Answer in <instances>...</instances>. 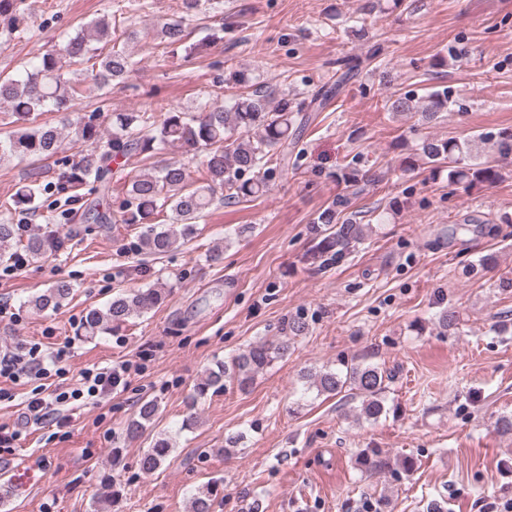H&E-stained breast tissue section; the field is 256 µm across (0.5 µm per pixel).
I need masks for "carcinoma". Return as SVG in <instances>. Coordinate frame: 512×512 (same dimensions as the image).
I'll use <instances>...</instances> for the list:
<instances>
[{"instance_id":"carcinoma-1","label":"carcinoma","mask_w":512,"mask_h":512,"mask_svg":"<svg viewBox=\"0 0 512 512\" xmlns=\"http://www.w3.org/2000/svg\"><path fill=\"white\" fill-rule=\"evenodd\" d=\"M221 5L223 0H182V16L161 27L164 43L173 48L192 51L187 44L188 22L198 18L204 4ZM21 0H0V35L8 41L19 36H34L35 28L20 8ZM124 40L117 44L112 36V23L100 18L81 24L64 37L56 48L25 63L13 74H0V163L5 160L36 162L59 153L65 139L63 129L39 122L45 112H67L87 97L90 87L108 91L112 83L123 82L133 72L138 60L126 48L135 41L137 31L131 27L122 32ZM363 61L344 62V71L336 83L321 89L309 103L296 106L283 97L271 102L260 88H252L251 79L241 71L234 83L241 91L220 104L206 97L194 111L171 108L157 118L152 110L113 112L110 128L99 122L100 114L78 115L68 123L72 141L80 146L73 158L64 157L59 164L58 186L80 196L79 190L90 187L98 194L92 210L111 192L112 161L131 155L149 159L169 147L187 152L203 153L202 178L193 183L185 165L166 160L151 173L130 177L127 198L121 215L123 224H141L135 249L145 254L163 255L179 247L195 233V226L207 217L215 201V191L224 190V199L238 201L256 198L267 192L273 174L288 170V142L296 138L303 113L316 112L339 96L344 85L353 79ZM454 105L452 91L446 86L431 89L421 99L412 94L391 101L393 113L420 110L422 123L436 120ZM489 141L503 157L512 156V130L496 134L480 133L476 139H420L418 147L401 160L408 171L421 166L437 175L448 172V183L465 191L492 185L500 180L499 170L488 161H478L473 153L475 141ZM336 181L346 188L324 206L311 222L312 262L322 267L339 264L372 231V224L361 223L359 213L349 211L351 198L366 186L385 178L380 170L363 171L349 164L335 173ZM41 194L38 179L22 184L10 198L0 203V260L9 259L7 249L15 238V213H35ZM171 212L170 222L157 224L155 219ZM61 216L46 217L47 227L29 238L25 252L32 259L66 248L67 237L53 228ZM72 294L70 282L60 279L33 297L31 305L38 312L57 309ZM169 294L166 288H131L103 308L88 310L82 323L84 335L110 334L127 326L131 319L162 305ZM306 324L288 323L286 335L268 342L248 345L242 351L216 362L204 379L195 384L186 401L189 414L184 427L197 423L199 399L229 386L249 391L256 377L274 362L288 355L291 340L302 335ZM309 387L320 394L337 395L348 389L360 399L359 416L376 421L387 413L385 394L393 376L373 364L346 362L336 368H324L305 374ZM159 404L155 400L140 403L136 416L128 421L125 436L134 440L142 436ZM173 444L166 435L155 437L153 445L141 457L142 473H154L170 455ZM357 469L374 475L390 468L388 452L382 448H363L355 459ZM214 489L199 490L191 499L190 512H212ZM120 496V483L112 476H103L97 498L109 505Z\"/></svg>"}]
</instances>
